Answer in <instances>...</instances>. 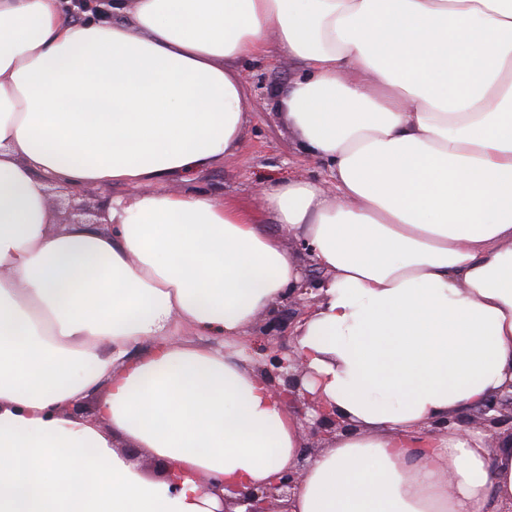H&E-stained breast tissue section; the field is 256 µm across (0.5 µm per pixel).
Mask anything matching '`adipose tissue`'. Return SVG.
Wrapping results in <instances>:
<instances>
[{"mask_svg": "<svg viewBox=\"0 0 512 512\" xmlns=\"http://www.w3.org/2000/svg\"><path fill=\"white\" fill-rule=\"evenodd\" d=\"M63 9L0 0V512H217L200 479L294 466L304 439L239 342L309 262L328 277L292 351L356 430L291 512L512 507V443L431 429L512 379V0ZM271 52L306 67L275 102L332 188L168 190L238 150L235 64ZM51 178L110 191L111 230L57 225ZM181 327L225 347L170 344ZM95 392L94 425L71 408Z\"/></svg>", "mask_w": 512, "mask_h": 512, "instance_id": "1", "label": "adipose tissue"}]
</instances>
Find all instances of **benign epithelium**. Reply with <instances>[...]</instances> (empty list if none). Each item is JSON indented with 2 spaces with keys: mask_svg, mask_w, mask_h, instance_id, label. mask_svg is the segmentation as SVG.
<instances>
[{
  "mask_svg": "<svg viewBox=\"0 0 512 512\" xmlns=\"http://www.w3.org/2000/svg\"><path fill=\"white\" fill-rule=\"evenodd\" d=\"M111 2L112 0H70L65 15L73 16L77 10L82 13L90 12L95 16L102 15L105 13L103 6ZM78 198L79 194L71 192L67 202L61 206V220L67 224L101 223L103 209L99 207L91 213L85 204L78 202ZM319 286L320 283L315 279L306 277L301 287L282 300L284 308L270 315L259 326L255 336L243 340L246 353L262 356L260 372L275 393L284 400L288 413L292 416L300 414L306 436L313 442L330 440L338 433L352 430L351 424L338 416L336 410L324 406L317 400V396L305 389L306 371L281 343V334L292 328L304 314V308L316 301L314 294L318 293ZM453 424H471L497 439H512V383L507 390L490 396L466 416L434 422L431 427L434 431H440ZM314 450L313 444H305L297 466L282 472L269 483L226 491L224 481L211 478L200 482L201 492L219 497L221 508L216 512H236L238 508L242 512H289L288 502L298 489L305 461Z\"/></svg>",
  "mask_w": 512,
  "mask_h": 512,
  "instance_id": "benign-epithelium-1",
  "label": "benign epithelium"
}]
</instances>
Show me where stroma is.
<instances>
[{"instance_id":"1","label":"stroma","mask_w":512,"mask_h":512,"mask_svg":"<svg viewBox=\"0 0 512 512\" xmlns=\"http://www.w3.org/2000/svg\"><path fill=\"white\" fill-rule=\"evenodd\" d=\"M243 85L242 107L249 114L235 155L192 180V187L253 201L261 187L290 180L323 182L326 166L305 155L297 133L273 108V92L286 88L304 71L302 63L275 54L244 58L236 64Z\"/></svg>"}]
</instances>
